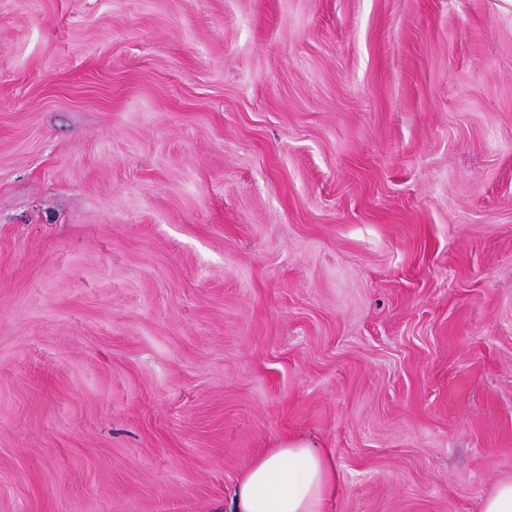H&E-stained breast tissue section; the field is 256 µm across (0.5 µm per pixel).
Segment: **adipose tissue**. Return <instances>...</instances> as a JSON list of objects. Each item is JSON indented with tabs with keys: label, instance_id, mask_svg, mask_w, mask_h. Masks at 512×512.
Wrapping results in <instances>:
<instances>
[{
	"label": "adipose tissue",
	"instance_id": "obj_1",
	"mask_svg": "<svg viewBox=\"0 0 512 512\" xmlns=\"http://www.w3.org/2000/svg\"><path fill=\"white\" fill-rule=\"evenodd\" d=\"M330 450L303 438L267 449L243 472L230 495L232 512H326L336 494Z\"/></svg>",
	"mask_w": 512,
	"mask_h": 512
}]
</instances>
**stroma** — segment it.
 I'll use <instances>...</instances> for the list:
<instances>
[{
  "label": "stroma",
  "instance_id": "stroma-1",
  "mask_svg": "<svg viewBox=\"0 0 512 512\" xmlns=\"http://www.w3.org/2000/svg\"><path fill=\"white\" fill-rule=\"evenodd\" d=\"M328 512L512 477V0H0V512ZM337 477L330 450L288 439L243 472L230 495V512H326Z\"/></svg>",
  "mask_w": 512,
  "mask_h": 512
}]
</instances>
